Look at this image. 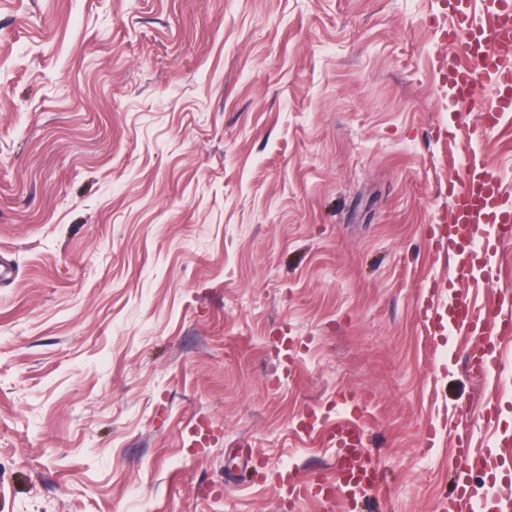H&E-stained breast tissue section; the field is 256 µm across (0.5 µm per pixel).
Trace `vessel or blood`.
<instances>
[{"label":"vessel or blood","mask_w":512,"mask_h":512,"mask_svg":"<svg viewBox=\"0 0 512 512\" xmlns=\"http://www.w3.org/2000/svg\"><path fill=\"white\" fill-rule=\"evenodd\" d=\"M487 21L474 20L467 0H448L454 20L448 30L453 54L448 60V85L454 101L475 97L482 81L494 89V104L484 113L483 129L498 125L502 115L512 112V0H486ZM452 220L448 244L456 258L453 277L457 281L491 280L497 273L494 248L512 239V195L506 194L499 177L478 155H471L465 181L450 185ZM448 313L460 330L483 338L481 358L472 363L473 373L491 381L507 354L504 334L512 332V302L500 300L479 307L464 293H456ZM323 444L336 451V468L316 481L288 476L283 483L290 497L318 501L323 512L334 507L333 485H340L350 500L366 491L380 489L383 474L366 446L360 422L342 419L320 432Z\"/></svg>","instance_id":"vessel-or-blood-1"}]
</instances>
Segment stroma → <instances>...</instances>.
<instances>
[{
	"instance_id": "obj_1",
	"label": "stroma",
	"mask_w": 512,
	"mask_h": 512,
	"mask_svg": "<svg viewBox=\"0 0 512 512\" xmlns=\"http://www.w3.org/2000/svg\"><path fill=\"white\" fill-rule=\"evenodd\" d=\"M445 0H0V512H285L355 417L386 479L336 512H442L512 474V365L424 310L449 183L512 193V112L452 104ZM208 429L195 443L194 425ZM438 426L428 441L430 426ZM266 481L247 484L250 457Z\"/></svg>"
}]
</instances>
